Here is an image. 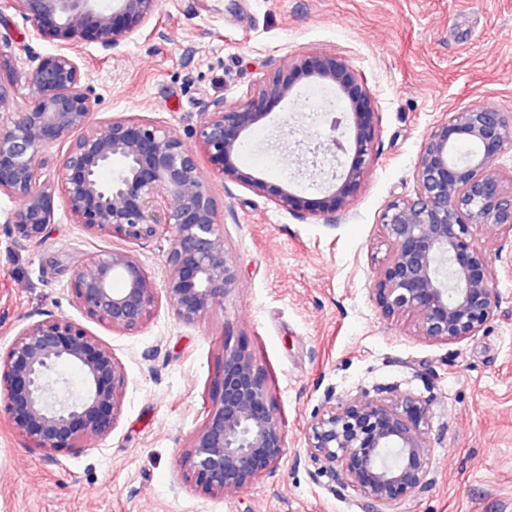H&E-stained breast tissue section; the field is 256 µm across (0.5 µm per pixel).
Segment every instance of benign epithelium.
<instances>
[{
  "mask_svg": "<svg viewBox=\"0 0 512 512\" xmlns=\"http://www.w3.org/2000/svg\"><path fill=\"white\" fill-rule=\"evenodd\" d=\"M161 7L162 0H0V19L12 10L30 23L33 36L55 42L54 51L31 67L20 48L0 37V71H8L7 81L0 80V106L17 81L30 89L24 111L0 114V197L15 203L6 223L23 240L43 238L54 223L60 189L76 223L91 236L169 242L168 274L160 284L127 249L99 251L74 266L75 303L87 318L115 331L140 330L163 299L180 322L194 324L237 286L200 155L214 176L246 185L291 212L325 219L346 211L361 189L378 136L373 94L336 55L296 58L288 74L266 77L238 105L213 101L196 148L172 126L146 116L93 121L98 98L82 84L75 49L88 39L113 49ZM307 75L336 86L348 110L325 109L322 124L330 134L301 148L298 174L321 175V155L340 158L349 139L355 147L351 162L331 174L329 193L318 199L238 165L247 134L268 117L271 104L292 97L295 81ZM342 127L347 140L336 136ZM60 145L66 150L57 180L41 178L42 159ZM508 150L512 125L491 105L465 107L432 127L420 146L414 194L392 201L380 215L389 251L373 297L385 318L410 315L418 335L446 344L477 335L493 318L500 297L472 229L497 224L512 233V190H504L503 176L491 170V162ZM116 157L124 169L102 180ZM116 279L123 287H112ZM60 364L79 368L81 394L50 378ZM124 385V367L112 350L71 319L35 321L0 351V412L42 449L75 448L82 439L108 435ZM426 422V404L410 392L328 400L308 424L305 441L325 471L352 486L371 512H398L425 484ZM285 450L284 421L264 371L246 345L224 346L205 420L182 452L184 465L203 491L232 492L274 471Z\"/></svg>",
  "mask_w": 512,
  "mask_h": 512,
  "instance_id": "benign-epithelium-1",
  "label": "benign epithelium"
}]
</instances>
